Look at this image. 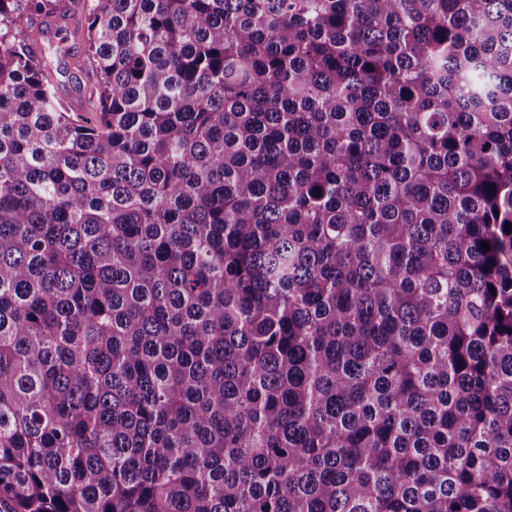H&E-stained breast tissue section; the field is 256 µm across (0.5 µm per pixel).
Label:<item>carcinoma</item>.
<instances>
[{
  "label": "carcinoma",
  "mask_w": 512,
  "mask_h": 512,
  "mask_svg": "<svg viewBox=\"0 0 512 512\" xmlns=\"http://www.w3.org/2000/svg\"><path fill=\"white\" fill-rule=\"evenodd\" d=\"M58 9L0 0V512H512V0H98L81 113Z\"/></svg>",
  "instance_id": "carcinoma-1"
}]
</instances>
